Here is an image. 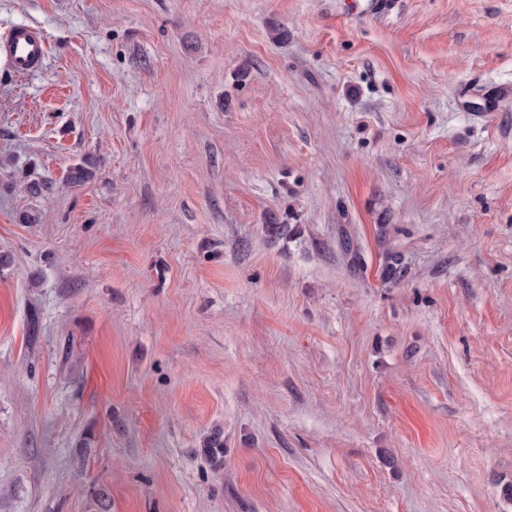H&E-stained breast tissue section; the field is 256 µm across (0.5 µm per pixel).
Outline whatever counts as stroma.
Instances as JSON below:
<instances>
[{
    "instance_id": "35a3bbf8",
    "label": "stroma",
    "mask_w": 512,
    "mask_h": 512,
    "mask_svg": "<svg viewBox=\"0 0 512 512\" xmlns=\"http://www.w3.org/2000/svg\"><path fill=\"white\" fill-rule=\"evenodd\" d=\"M346 11L0 0V512H512V0ZM47 51L44 36L34 28L15 27L0 36V54H4L12 70L20 75L41 70ZM200 454L213 466L224 463V432L220 428L212 429L200 441Z\"/></svg>"
}]
</instances>
